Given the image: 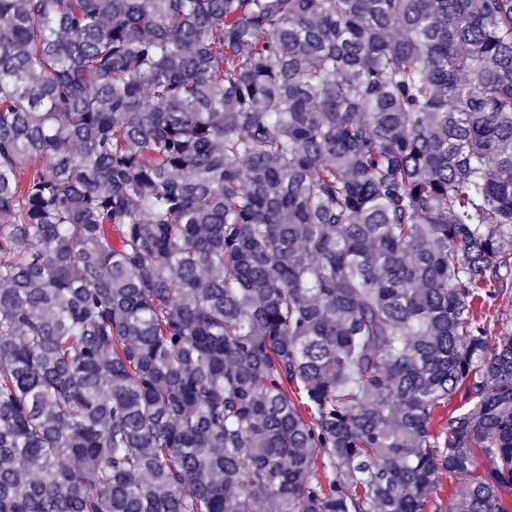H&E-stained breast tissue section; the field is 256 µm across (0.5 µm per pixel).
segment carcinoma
Listing matches in <instances>:
<instances>
[{
    "label": "carcinoma",
    "instance_id": "carcinoma-1",
    "mask_svg": "<svg viewBox=\"0 0 512 512\" xmlns=\"http://www.w3.org/2000/svg\"><path fill=\"white\" fill-rule=\"evenodd\" d=\"M0 216V512H509L512 0H0Z\"/></svg>",
    "mask_w": 512,
    "mask_h": 512
}]
</instances>
